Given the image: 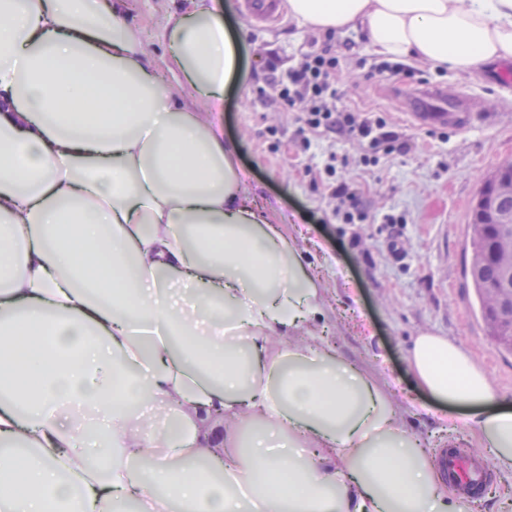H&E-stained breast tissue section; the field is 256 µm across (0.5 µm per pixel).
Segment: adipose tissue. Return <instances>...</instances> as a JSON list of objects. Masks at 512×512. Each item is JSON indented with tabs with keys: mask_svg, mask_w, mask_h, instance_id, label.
I'll use <instances>...</instances> for the list:
<instances>
[{
	"mask_svg": "<svg viewBox=\"0 0 512 512\" xmlns=\"http://www.w3.org/2000/svg\"><path fill=\"white\" fill-rule=\"evenodd\" d=\"M288 10L457 73L512 60V0ZM166 37L193 105L159 85L119 0H0V512H497L320 335L323 282L210 119L240 74L218 0ZM406 362L512 483V397L430 331Z\"/></svg>",
	"mask_w": 512,
	"mask_h": 512,
	"instance_id": "ef3b65f1",
	"label": "adipose tissue"
}]
</instances>
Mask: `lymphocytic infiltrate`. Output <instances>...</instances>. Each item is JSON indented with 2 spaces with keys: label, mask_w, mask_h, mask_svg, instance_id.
<instances>
[{
  "label": "lymphocytic infiltrate",
  "mask_w": 512,
  "mask_h": 512,
  "mask_svg": "<svg viewBox=\"0 0 512 512\" xmlns=\"http://www.w3.org/2000/svg\"><path fill=\"white\" fill-rule=\"evenodd\" d=\"M340 58L331 46L311 52L295 67L288 69L284 78L273 79L269 92L263 93L266 105L283 112L299 113L304 129L309 132L301 146L310 149L315 135H336L344 140L359 141L363 148L362 165L376 163L379 153L405 150L406 140L389 130L384 119L338 106L336 71ZM336 167L325 164L315 173L314 183L323 184L329 196L336 199L335 209L343 223L355 221L359 191L344 181L336 180Z\"/></svg>",
  "instance_id": "f902f5d3"
}]
</instances>
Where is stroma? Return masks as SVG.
Here are the masks:
<instances>
[{"instance_id": "stroma-1", "label": "stroma", "mask_w": 512, "mask_h": 512, "mask_svg": "<svg viewBox=\"0 0 512 512\" xmlns=\"http://www.w3.org/2000/svg\"><path fill=\"white\" fill-rule=\"evenodd\" d=\"M226 2L220 16L243 41L241 78L223 110L211 118L223 128L225 141L237 147L248 194L318 266L332 307L334 345L395 391L410 429L424 435L435 429L441 410L410 384L405 354L419 331L464 346L496 386L512 395V353L490 338L465 273L472 255L468 224L478 192L500 164L512 160V81L497 80L501 63L477 75L458 74L412 58V75L373 74L369 66L381 56L361 30L327 34L290 15L266 29L242 13L238 0ZM189 6L190 0L128 3V20L167 87L175 84L167 71L168 16ZM328 42L343 54L337 73L341 105L383 117L407 140V151L379 154L369 167L360 163L362 149L352 141L327 137L319 148L303 152L295 114L263 106L259 94L270 81V55L288 67ZM421 82L461 88L474 97L476 111L498 112L502 118L466 130L415 125L395 98ZM331 152L341 158L337 179L358 187L368 223H343L333 213L334 200L313 184L310 169L322 167ZM385 213L396 216V223H378Z\"/></svg>"}]
</instances>
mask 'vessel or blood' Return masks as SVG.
I'll return each mask as SVG.
<instances>
[{
    "label": "vessel or blood",
    "mask_w": 512,
    "mask_h": 512,
    "mask_svg": "<svg viewBox=\"0 0 512 512\" xmlns=\"http://www.w3.org/2000/svg\"><path fill=\"white\" fill-rule=\"evenodd\" d=\"M248 15L262 22L280 19V0H242ZM469 95L438 85H421L405 94L400 101L413 122L419 125L471 127L475 115ZM457 491L471 496L486 484L489 469L485 458L464 446L443 449L439 459Z\"/></svg>",
    "instance_id": "b4317fda"
}]
</instances>
